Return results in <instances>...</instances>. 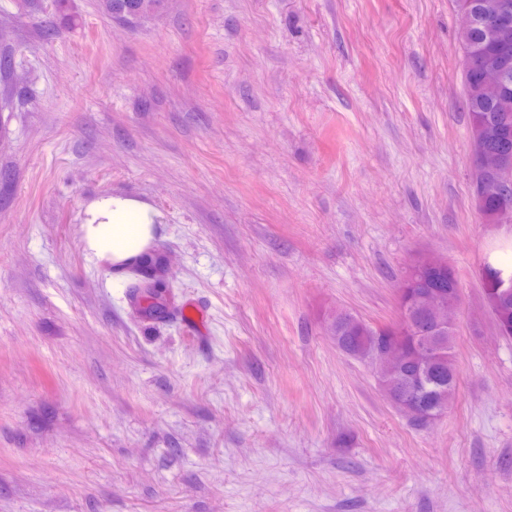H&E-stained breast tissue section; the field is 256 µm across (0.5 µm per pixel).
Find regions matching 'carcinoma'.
Instances as JSON below:
<instances>
[{
  "instance_id": "obj_1",
  "label": "carcinoma",
  "mask_w": 512,
  "mask_h": 512,
  "mask_svg": "<svg viewBox=\"0 0 512 512\" xmlns=\"http://www.w3.org/2000/svg\"><path fill=\"white\" fill-rule=\"evenodd\" d=\"M135 0H99L103 13L111 16L120 13ZM137 3V2H135ZM139 13L136 21L161 12L165 0H147L137 3ZM460 51L465 55L471 46L479 45L487 57L502 51L496 44L482 41L480 28L474 27L459 35ZM465 106L468 115L469 138L479 140L484 150L491 154L512 156V113L505 115L494 107V95L482 90L478 69L462 73ZM414 276L420 287H428L444 294H460L459 279L455 269L447 266L441 270L427 265L425 256H418ZM172 279L165 257L160 252L149 255L141 267L133 271L126 284V298L136 317L154 325H171L185 320L184 307L172 303ZM339 323L329 326L337 348L347 356L360 360L375 355L380 345L389 339L401 343L408 351L407 357L397 371L382 381L399 390L405 389L408 378L416 374L421 379V389L426 399V408L440 415L447 413L457 389L458 372L453 353L455 330L425 341L434 355L424 363L414 365L416 352L410 324L403 313L390 324L374 325L347 311H338ZM496 318L512 331V293L498 300Z\"/></svg>"
}]
</instances>
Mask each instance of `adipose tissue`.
Returning a JSON list of instances; mask_svg holds the SVG:
<instances>
[{
  "label": "adipose tissue",
  "mask_w": 512,
  "mask_h": 512,
  "mask_svg": "<svg viewBox=\"0 0 512 512\" xmlns=\"http://www.w3.org/2000/svg\"><path fill=\"white\" fill-rule=\"evenodd\" d=\"M81 228L87 256L126 278L156 247L158 215L146 201L123 193L102 194L83 208Z\"/></svg>",
  "instance_id": "obj_1"
}]
</instances>
